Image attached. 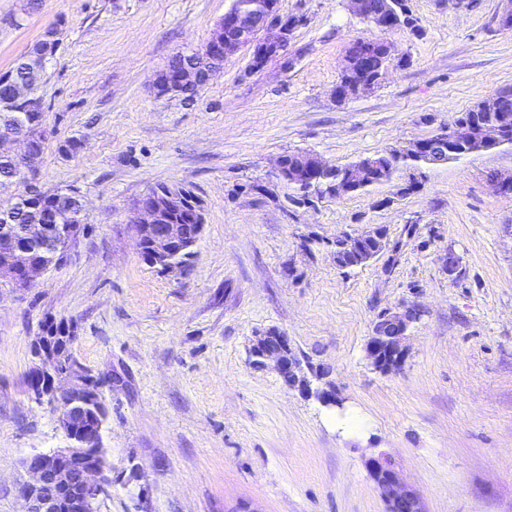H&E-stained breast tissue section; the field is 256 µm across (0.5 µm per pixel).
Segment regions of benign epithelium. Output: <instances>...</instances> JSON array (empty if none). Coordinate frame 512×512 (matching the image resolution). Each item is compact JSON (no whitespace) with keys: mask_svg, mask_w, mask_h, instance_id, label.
Listing matches in <instances>:
<instances>
[{"mask_svg":"<svg viewBox=\"0 0 512 512\" xmlns=\"http://www.w3.org/2000/svg\"><path fill=\"white\" fill-rule=\"evenodd\" d=\"M294 29V23L276 14L272 0H260L257 5L236 2L224 13L209 42L197 51L199 62L176 75L166 70L158 72L153 86L159 95L197 93L221 69L224 59L242 48L252 51L254 58L284 55ZM0 84L10 86L14 102L36 107L30 98L31 86L17 80L12 72L0 74ZM470 134L468 123L455 124L440 133L431 142L436 162L446 160L444 151L466 143ZM500 140L501 127L486 126L480 148H495ZM4 143L18 145V150L6 155L16 176L35 182L37 164L29 137L3 129L0 145ZM23 206L32 208L29 197L22 196L11 207L0 208V279H8L16 288L31 287L51 266L60 265L83 231L81 224L52 223L48 209L37 210L36 224L12 223ZM134 212L133 223L144 261L161 272L184 268L181 255L196 244L204 228L196 201L183 192V187L167 185L143 195ZM418 318L414 308L387 310L378 316L365 347L374 368L387 372L400 363L406 331ZM72 333L68 323L49 318L34 344L36 362L29 372L27 390L36 400H47L53 408L66 445L24 459L30 480L19 486L18 494L26 504L25 512H95L96 501L112 485V468L101 445L105 406L99 389L103 381L58 348V341ZM250 354L252 366L270 365L289 387L313 394L323 404L335 403L326 392L312 391L301 360L292 352L288 337L280 332L256 337ZM366 468L385 504V512H426L421 498L404 482L389 456L381 453L368 458Z\"/></svg>","mask_w":512,"mask_h":512,"instance_id":"obj_1","label":"benign epithelium"}]
</instances>
